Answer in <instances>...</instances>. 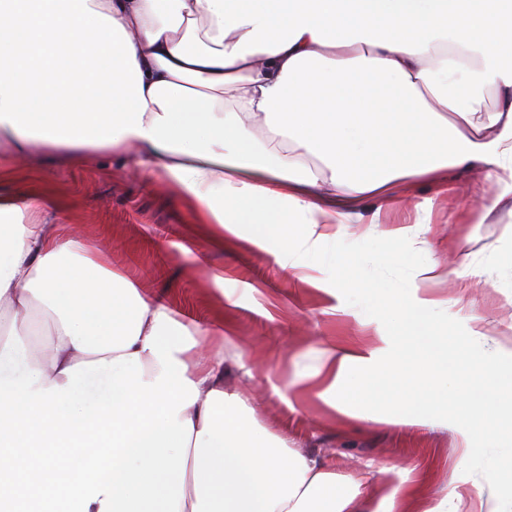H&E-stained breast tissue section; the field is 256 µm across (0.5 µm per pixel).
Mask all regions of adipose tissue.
I'll return each mask as SVG.
<instances>
[{
    "mask_svg": "<svg viewBox=\"0 0 512 512\" xmlns=\"http://www.w3.org/2000/svg\"><path fill=\"white\" fill-rule=\"evenodd\" d=\"M497 103L487 108L485 89ZM0 149L86 164L109 155L174 199L223 246L246 237L296 279L321 264L345 270L348 224L369 249L383 233L401 254L381 347L331 344L301 384L320 383L334 410L372 418L379 382L396 391L388 423L457 427L463 465L492 468L496 489L423 502L421 512H512V372L489 348L482 317L463 339L440 325L429 291L460 272L414 261L431 242L416 224L378 230L363 203L404 202L417 185L453 194L452 169L503 191L475 219L512 206V0H0ZM0 168V350L19 335L39 385H65L80 362L145 350L164 299L144 297L74 239L55 232L59 202L10 189ZM224 321L176 353L199 391L182 410L193 433L180 512H405V498L365 490L256 424L227 394ZM481 393L487 413L463 399ZM477 452H469L474 438Z\"/></svg>",
    "mask_w": 512,
    "mask_h": 512,
    "instance_id": "ef3b65f1",
    "label": "adipose tissue"
}]
</instances>
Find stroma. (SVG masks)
<instances>
[{
	"instance_id": "stroma-1",
	"label": "stroma",
	"mask_w": 512,
	"mask_h": 512,
	"mask_svg": "<svg viewBox=\"0 0 512 512\" xmlns=\"http://www.w3.org/2000/svg\"><path fill=\"white\" fill-rule=\"evenodd\" d=\"M11 183L27 192H46L67 203L59 229L86 253L105 254L114 270L140 292L161 297L185 325L224 315V390L248 400L256 420L288 433V445L323 457L339 474L377 476L368 492L381 496L396 486L445 495L461 482L493 490L492 475L461 468L459 435L431 427H398L376 406L368 422L339 414L315 386L292 387L294 375L312 370L322 345L381 346V318L340 312L344 298L332 291L338 277L325 266L310 269V282L285 273L275 258L246 241L228 237L207 250L190 213L164 181H143L110 157L75 166L44 161L11 172ZM402 208L383 212L379 224H421L436 257L451 261L472 252L483 269L467 291L444 284L443 322L465 335L472 316L485 318L505 351H512V212L496 224L474 223L478 197L446 196L422 185ZM223 267V286L214 285L208 265Z\"/></svg>"
}]
</instances>
